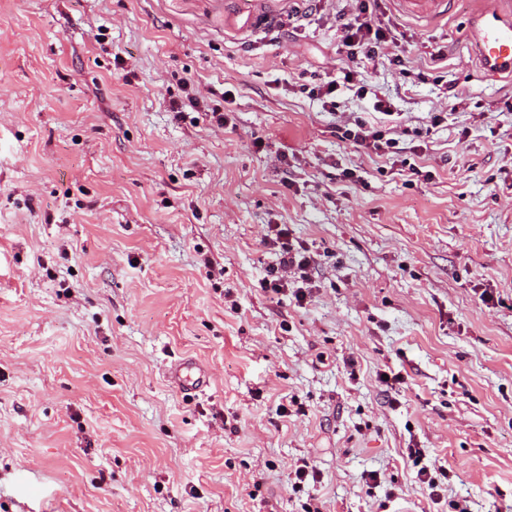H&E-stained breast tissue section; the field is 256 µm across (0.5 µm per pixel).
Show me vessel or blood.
I'll list each match as a JSON object with an SVG mask.
<instances>
[{
    "label": "vessel or blood",
    "instance_id": "obj_1",
    "mask_svg": "<svg viewBox=\"0 0 512 512\" xmlns=\"http://www.w3.org/2000/svg\"><path fill=\"white\" fill-rule=\"evenodd\" d=\"M468 25L481 68L491 75L512 73V0H486L484 8L470 14ZM170 375L188 389L206 381L205 372L190 361L171 367Z\"/></svg>",
    "mask_w": 512,
    "mask_h": 512
}]
</instances>
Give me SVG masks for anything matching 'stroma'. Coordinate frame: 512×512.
I'll use <instances>...</instances> for the list:
<instances>
[{
    "label": "stroma",
    "instance_id": "stroma-1",
    "mask_svg": "<svg viewBox=\"0 0 512 512\" xmlns=\"http://www.w3.org/2000/svg\"><path fill=\"white\" fill-rule=\"evenodd\" d=\"M481 5L378 0L402 40L331 112L336 0H0V512H512V75L479 69ZM450 85L395 156L334 133ZM275 224L304 301L261 288ZM170 375L174 382L182 388L193 389L206 382L205 372L191 361H184L171 367Z\"/></svg>",
    "mask_w": 512,
    "mask_h": 512
}]
</instances>
